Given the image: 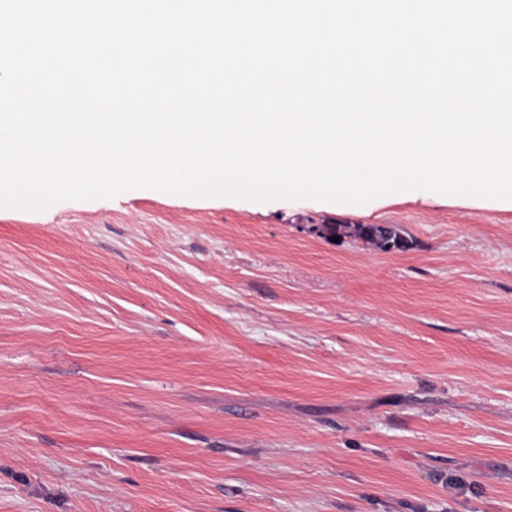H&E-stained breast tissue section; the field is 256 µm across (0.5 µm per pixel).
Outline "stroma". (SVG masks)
I'll use <instances>...</instances> for the list:
<instances>
[{"mask_svg": "<svg viewBox=\"0 0 512 512\" xmlns=\"http://www.w3.org/2000/svg\"><path fill=\"white\" fill-rule=\"evenodd\" d=\"M0 512H512V201L0 209ZM349 228L350 226L348 225H324L325 235L327 236H340L341 234L346 233L347 235H354L355 237L362 238L367 242L376 243L379 247L385 250H390L392 248L400 249L405 246V239L390 227L381 225H357L352 231H347Z\"/></svg>", "mask_w": 512, "mask_h": 512, "instance_id": "stroma-1", "label": "stroma"}]
</instances>
